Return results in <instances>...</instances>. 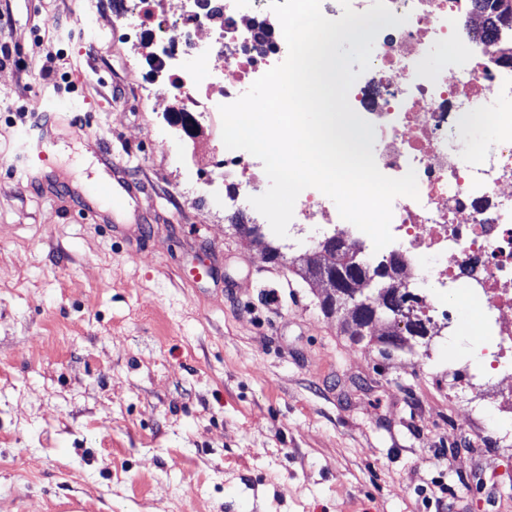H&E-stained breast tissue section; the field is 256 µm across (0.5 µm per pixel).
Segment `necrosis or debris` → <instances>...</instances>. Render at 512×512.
<instances>
[{
    "mask_svg": "<svg viewBox=\"0 0 512 512\" xmlns=\"http://www.w3.org/2000/svg\"><path fill=\"white\" fill-rule=\"evenodd\" d=\"M264 2L194 0L173 15L167 0H127L120 26L135 33L152 26L164 45L154 61L159 77L145 89L178 101L169 123L180 137L193 140L221 126L220 106L279 64L287 50L280 26L266 40L255 36ZM386 2L405 22L378 33L371 66L348 99L375 127L378 169L391 178L415 171L419 196L394 199L395 241L379 255L404 254L401 280L426 294V318L442 314L446 298L482 306L486 345L473 365L512 369V60L502 57L500 39L487 35L486 16L473 0ZM452 42L461 46L453 55L447 52ZM436 52L447 59L434 72L425 61ZM482 112L499 134L463 151L454 133L465 117ZM216 166L231 187L232 207L248 206L267 185L263 166L246 151H225ZM292 223L323 226L374 249L314 188L299 194Z\"/></svg>",
    "mask_w": 512,
    "mask_h": 512,
    "instance_id": "necrosis-or-debris-1",
    "label": "necrosis or debris"
}]
</instances>
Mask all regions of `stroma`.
Masks as SVG:
<instances>
[{"label":"stroma","instance_id":"stroma-1","mask_svg":"<svg viewBox=\"0 0 512 512\" xmlns=\"http://www.w3.org/2000/svg\"><path fill=\"white\" fill-rule=\"evenodd\" d=\"M123 2L0 0V512H512L479 412L512 378L450 348L475 304L408 351L348 336L296 273L319 229H236L222 141L138 94L161 44ZM101 173L137 187L109 214Z\"/></svg>","mask_w":512,"mask_h":512}]
</instances>
